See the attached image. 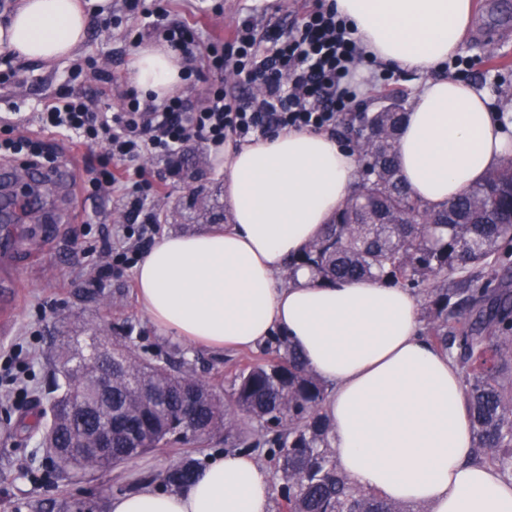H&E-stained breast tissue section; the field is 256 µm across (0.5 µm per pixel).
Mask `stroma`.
Listing matches in <instances>:
<instances>
[{"label": "stroma", "mask_w": 512, "mask_h": 512, "mask_svg": "<svg viewBox=\"0 0 512 512\" xmlns=\"http://www.w3.org/2000/svg\"><path fill=\"white\" fill-rule=\"evenodd\" d=\"M320 0H170L174 20L194 25L198 41L230 42L239 22L254 16L270 25L288 26ZM114 28L89 25L76 60L63 59L47 66L36 61H0V71L15 69L20 83L0 81V113L16 112L24 134L54 143L59 153L69 152L66 139L41 129L36 113L43 104L81 93L94 97L100 109L120 111L123 95L131 90L130 73L137 49L124 35L142 31L141 13L127 11L124 0H112ZM458 62H447L441 73L467 81L486 92L495 106L512 97V0H475L473 27L458 53ZM93 60L107 75V82L74 76V61ZM391 81H371L358 96V104L345 123L354 127L387 105L391 88H398L403 106H410L421 84L414 73L395 69ZM224 89L231 96H250L254 88L236 84L232 71H225ZM206 72L183 82L179 91L193 105H200L220 78ZM101 148L81 157L64 185L47 183L37 207L14 212L9 223H0V236L8 235L9 253L0 252V301L8 297L6 284L17 280L21 289L6 332L0 333V512H59L57 505L69 501L85 512H108L109 501L129 491L132 481H147L164 470L179 454L175 448H157L145 457L83 477L62 473L48 462L38 441L29 432L47 399L53 378L54 344L67 336H90L92 327L116 336L126 324L139 335L142 355L150 357L178 342L159 329L141 309L133 268L108 277L103 286L88 277L103 260L101 247L112 237L114 225L124 215L111 194L82 192L78 180L85 167L96 165ZM147 178L167 177L158 209L160 235L204 232L211 225L193 196L204 197L215 210L224 212V174L204 143L184 149L172 162L145 157L140 161ZM200 375L221 389H228L232 362L238 350L192 347Z\"/></svg>", "instance_id": "obj_1"}]
</instances>
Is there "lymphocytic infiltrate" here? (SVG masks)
<instances>
[{
	"label": "lymphocytic infiltrate",
	"mask_w": 512,
	"mask_h": 512,
	"mask_svg": "<svg viewBox=\"0 0 512 512\" xmlns=\"http://www.w3.org/2000/svg\"><path fill=\"white\" fill-rule=\"evenodd\" d=\"M142 12L147 29L179 53L186 75L229 68L244 81L259 83L262 92L236 102L218 84L193 107L180 94L158 101L133 91L114 114L93 111L79 97L44 105L40 119L45 128L88 148L103 144L106 159L87 169L86 188L94 194L115 193L125 215L119 244L105 247L107 262L95 272L96 285L111 273L113 263L142 255L158 228L147 201L159 187L141 169H130L135 157H170L197 137L220 147L230 138L247 142L291 130L331 132L358 97L347 82L358 45L334 6L317 5L286 32L261 31L244 20L227 48L196 44L186 25L170 21L164 7Z\"/></svg>",
	"instance_id": "f902f5d3"
}]
</instances>
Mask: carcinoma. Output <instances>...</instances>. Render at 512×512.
<instances>
[{
  "mask_svg": "<svg viewBox=\"0 0 512 512\" xmlns=\"http://www.w3.org/2000/svg\"><path fill=\"white\" fill-rule=\"evenodd\" d=\"M405 118L393 102L359 132L361 193L320 237L286 263L287 278L306 266L323 283L358 279L410 288L423 298L422 335L459 367L477 459L512 480V161L450 203L434 209L408 190L395 145ZM133 328L112 339L58 345L76 371L112 369L104 398L81 382L70 401L47 402L32 430L51 428L63 469L87 475L155 448H243L262 452L278 484L279 512H424L350 483L336 466L325 413L328 386L289 339L275 336L261 356L233 364L227 392L197 373L174 347L150 360ZM112 423V443L95 435ZM186 453L161 474L183 489L200 474Z\"/></svg>",
  "mask_w": 512,
  "mask_h": 512,
  "instance_id": "obj_1",
  "label": "carcinoma"
}]
</instances>
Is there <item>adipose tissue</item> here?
Returning <instances> with one entry per match:
<instances>
[{
    "instance_id": "1",
    "label": "adipose tissue",
    "mask_w": 512,
    "mask_h": 512,
    "mask_svg": "<svg viewBox=\"0 0 512 512\" xmlns=\"http://www.w3.org/2000/svg\"><path fill=\"white\" fill-rule=\"evenodd\" d=\"M363 62L414 71L424 83L396 144L413 195L455 200L512 157V114L467 82L438 76L458 52L472 0H335ZM111 0H19L0 48L52 63L72 57ZM132 81L163 98L181 84L167 45H142ZM231 224L163 237L136 268L139 301L159 328L212 348L257 347L286 334L331 385L326 411L350 482L426 512H512V482L473 460L458 366L419 333V297L370 280L318 282L284 266L330 223L359 181L356 154L323 132L291 131L224 152ZM110 512H272V476L242 452L215 455L188 489L147 487Z\"/></svg>"
}]
</instances>
